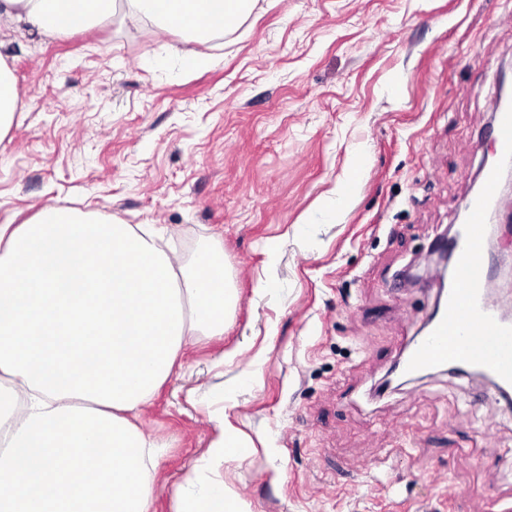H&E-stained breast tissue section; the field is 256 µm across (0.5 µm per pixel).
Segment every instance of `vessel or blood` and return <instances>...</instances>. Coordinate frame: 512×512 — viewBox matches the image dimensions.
Wrapping results in <instances>:
<instances>
[{"mask_svg": "<svg viewBox=\"0 0 512 512\" xmlns=\"http://www.w3.org/2000/svg\"><path fill=\"white\" fill-rule=\"evenodd\" d=\"M499 150L512 155V110L498 111L491 131ZM481 195L466 202L468 222L453 249L455 280L431 330L417 340L399 367L412 375L447 365L461 371L479 370L500 386L512 389V324L501 323L483 300L486 278V205L495 195L498 172L484 169Z\"/></svg>", "mask_w": 512, "mask_h": 512, "instance_id": "obj_1", "label": "vessel or blood"}]
</instances>
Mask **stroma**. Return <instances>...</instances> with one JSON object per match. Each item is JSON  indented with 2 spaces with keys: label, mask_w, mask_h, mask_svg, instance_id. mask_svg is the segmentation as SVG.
Here are the masks:
<instances>
[{
  "label": "stroma",
  "mask_w": 512,
  "mask_h": 512,
  "mask_svg": "<svg viewBox=\"0 0 512 512\" xmlns=\"http://www.w3.org/2000/svg\"><path fill=\"white\" fill-rule=\"evenodd\" d=\"M185 48L117 18L0 29L27 104L0 142V225L42 206L152 224L184 260L223 251L237 292L138 421L167 444L152 512H175L217 408L252 442L224 465L249 512H512L493 387L435 372L373 394L432 310L428 250L496 151L512 0H258L196 44L212 68L185 69Z\"/></svg>",
  "instance_id": "35a3bbf8"
}]
</instances>
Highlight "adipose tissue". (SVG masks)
Segmentation results:
<instances>
[{
  "instance_id": "1",
  "label": "adipose tissue",
  "mask_w": 512,
  "mask_h": 512,
  "mask_svg": "<svg viewBox=\"0 0 512 512\" xmlns=\"http://www.w3.org/2000/svg\"><path fill=\"white\" fill-rule=\"evenodd\" d=\"M258 0H0V24L42 37L113 18L191 43L224 33ZM159 230L42 207L0 225V512H151L162 442L136 424L177 359L220 336L237 301L224 257L186 270ZM214 437L176 490V512H246L224 481L246 439Z\"/></svg>"
}]
</instances>
